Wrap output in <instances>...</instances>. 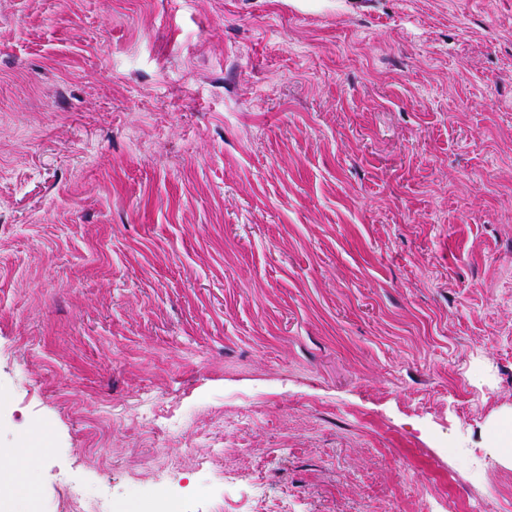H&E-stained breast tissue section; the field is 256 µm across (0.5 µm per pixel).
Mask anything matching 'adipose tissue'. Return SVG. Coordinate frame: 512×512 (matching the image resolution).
Here are the masks:
<instances>
[{
    "label": "adipose tissue",
    "mask_w": 512,
    "mask_h": 512,
    "mask_svg": "<svg viewBox=\"0 0 512 512\" xmlns=\"http://www.w3.org/2000/svg\"><path fill=\"white\" fill-rule=\"evenodd\" d=\"M43 453L37 444L18 454L0 451V512H22L23 504L32 500L35 485L30 471Z\"/></svg>",
    "instance_id": "1"
}]
</instances>
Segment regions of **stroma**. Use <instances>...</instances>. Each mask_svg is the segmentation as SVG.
<instances>
[{"label": "stroma", "mask_w": 512, "mask_h": 512, "mask_svg": "<svg viewBox=\"0 0 512 512\" xmlns=\"http://www.w3.org/2000/svg\"><path fill=\"white\" fill-rule=\"evenodd\" d=\"M511 423L512 0H0L33 512H503Z\"/></svg>", "instance_id": "35a3bbf8"}]
</instances>
